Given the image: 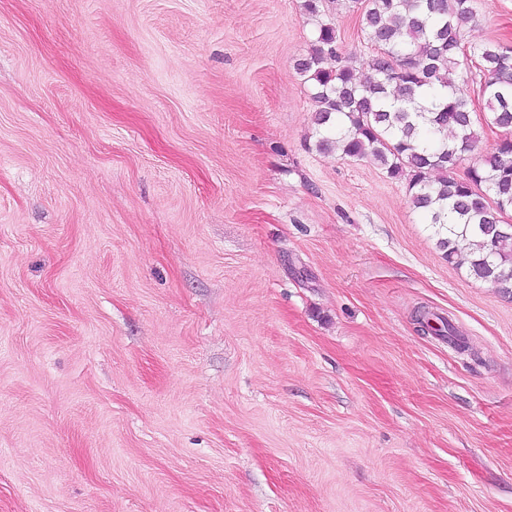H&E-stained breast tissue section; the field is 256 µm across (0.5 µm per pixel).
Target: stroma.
Masks as SVG:
<instances>
[{
    "instance_id": "obj_1",
    "label": "stroma",
    "mask_w": 512,
    "mask_h": 512,
    "mask_svg": "<svg viewBox=\"0 0 512 512\" xmlns=\"http://www.w3.org/2000/svg\"><path fill=\"white\" fill-rule=\"evenodd\" d=\"M316 23L0 0V512H512V296L314 148ZM464 29L512 45V0Z\"/></svg>"
}]
</instances>
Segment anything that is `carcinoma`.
Here are the masks:
<instances>
[{
    "instance_id": "carcinoma-1",
    "label": "carcinoma",
    "mask_w": 512,
    "mask_h": 512,
    "mask_svg": "<svg viewBox=\"0 0 512 512\" xmlns=\"http://www.w3.org/2000/svg\"><path fill=\"white\" fill-rule=\"evenodd\" d=\"M361 12L375 53L362 79L338 51L336 28L317 22L311 52L296 64L318 103L315 146L368 160L407 182L409 201L430 224L448 263L473 279L512 294V232L489 226L512 211V47L466 42L463 24L478 0H349ZM478 67L483 119L459 85L473 71L459 69L461 49ZM336 66H323L326 56ZM502 132L493 152L477 155L464 176L451 172L478 147L480 129ZM470 237L462 254L458 237Z\"/></svg>"
}]
</instances>
